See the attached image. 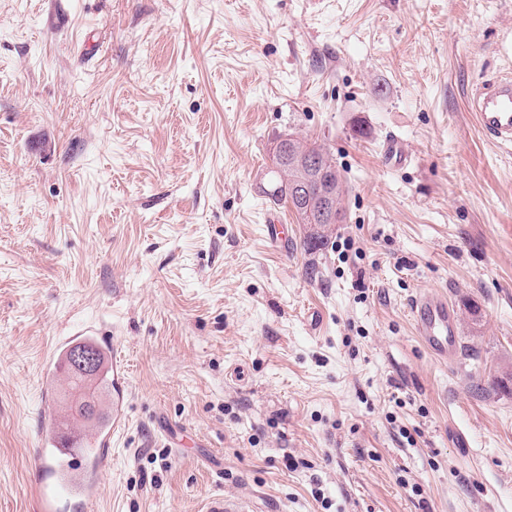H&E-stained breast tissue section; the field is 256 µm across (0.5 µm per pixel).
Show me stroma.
I'll use <instances>...</instances> for the list:
<instances>
[{
    "label": "stroma",
    "instance_id": "1",
    "mask_svg": "<svg viewBox=\"0 0 512 512\" xmlns=\"http://www.w3.org/2000/svg\"><path fill=\"white\" fill-rule=\"evenodd\" d=\"M500 74L512 0H0V512H40L85 327L128 415L59 512H512V150L466 106ZM285 134L343 177L317 251L267 193ZM411 314L417 336L443 361L451 362L458 349L457 324L445 294L425 292L414 299Z\"/></svg>",
    "mask_w": 512,
    "mask_h": 512
}]
</instances>
